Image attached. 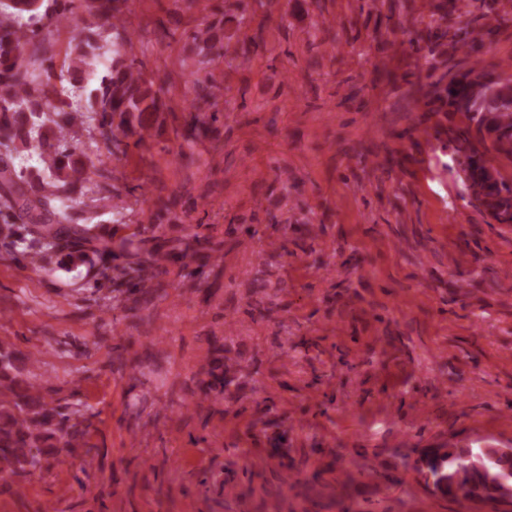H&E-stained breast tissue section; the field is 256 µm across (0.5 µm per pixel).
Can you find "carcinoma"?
<instances>
[{
  "mask_svg": "<svg viewBox=\"0 0 512 512\" xmlns=\"http://www.w3.org/2000/svg\"><path fill=\"white\" fill-rule=\"evenodd\" d=\"M90 16L112 19L108 27L93 22L73 38L61 72L90 86V109L64 100L51 104L57 94L53 75L36 72L43 31L58 30L68 19L61 0H0V205L6 218L19 219L39 249L59 250L71 243L89 244L102 259L141 251L139 234L102 239L92 226L80 223L66 202L90 181L86 165L73 159L75 149L63 143L64 130L73 124L97 123L99 134L112 139L114 131L143 123L147 114L163 107L161 94L167 81L147 78L141 46L112 0H84ZM470 0H436L428 23L426 47L433 54L448 39L456 46L474 48L476 28L451 31L441 22L469 12ZM112 44V60L103 65V49ZM506 65L486 73L475 64L465 73H453L447 84L437 82L429 92L431 103H440L464 116L467 124L449 130L466 145L464 169L472 180V198L502 224L512 223V187L500 177L487 158L486 140L500 154L512 156V73ZM34 151L41 170L31 179L14 160L31 159ZM163 257L140 260L137 279L155 278ZM35 362L0 344V463L9 476L42 470L43 463L60 455L76 434L73 420L80 409L46 399L26 366ZM420 462L437 491L455 500H477L489 512L512 503V455L489 446L472 444L425 450Z\"/></svg>",
  "mask_w": 512,
  "mask_h": 512,
  "instance_id": "carcinoma-1",
  "label": "carcinoma"
}]
</instances>
